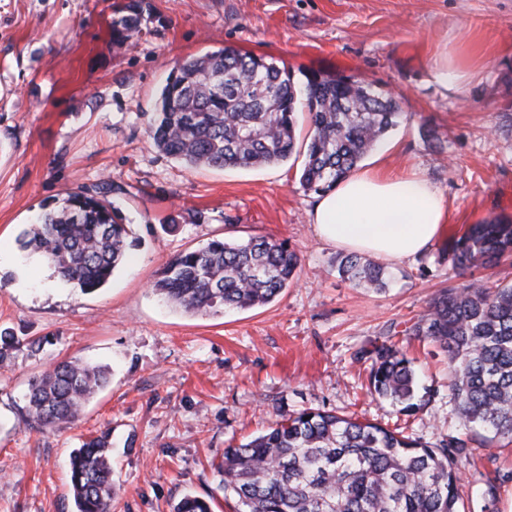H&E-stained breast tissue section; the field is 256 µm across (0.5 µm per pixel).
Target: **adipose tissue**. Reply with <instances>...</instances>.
<instances>
[{"label": "adipose tissue", "instance_id": "obj_1", "mask_svg": "<svg viewBox=\"0 0 512 512\" xmlns=\"http://www.w3.org/2000/svg\"><path fill=\"white\" fill-rule=\"evenodd\" d=\"M446 220L442 195L422 174L378 166L351 173L319 195L311 214L324 242L392 263L423 255Z\"/></svg>", "mask_w": 512, "mask_h": 512}]
</instances>
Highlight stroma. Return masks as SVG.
I'll return each mask as SVG.
<instances>
[{
    "label": "stroma",
    "instance_id": "obj_1",
    "mask_svg": "<svg viewBox=\"0 0 512 512\" xmlns=\"http://www.w3.org/2000/svg\"><path fill=\"white\" fill-rule=\"evenodd\" d=\"M124 2L0 0V332L17 338L0 363V512H75L69 456L96 436L112 443V512H172L187 494L232 512L215 456L279 415L319 408L431 444L464 434L447 351L408 333L463 282L442 243L386 266L385 291L356 287L310 221L304 148L278 165L190 169L147 124L176 64L225 46L274 58L299 85L311 71L351 76L401 112L362 167L424 175L449 210L445 234L512 219V0H149L141 35L119 47ZM458 42L465 84H431L432 58ZM105 185L137 244L85 293L44 276L23 241L43 203ZM251 234L300 257L272 302L199 315L152 290L175 254ZM387 339L431 395L409 417L370 392L359 358ZM70 357L108 366L109 382L73 422L39 428L29 385ZM456 470L465 512H481L490 477L495 512H512V445L474 447Z\"/></svg>",
    "mask_w": 512,
    "mask_h": 512
}]
</instances>
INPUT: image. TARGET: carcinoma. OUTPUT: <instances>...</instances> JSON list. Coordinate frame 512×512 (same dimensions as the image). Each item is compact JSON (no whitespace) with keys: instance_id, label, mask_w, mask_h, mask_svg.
Wrapping results in <instances>:
<instances>
[{"instance_id":"carcinoma-1","label":"carcinoma","mask_w":512,"mask_h":512,"mask_svg":"<svg viewBox=\"0 0 512 512\" xmlns=\"http://www.w3.org/2000/svg\"><path fill=\"white\" fill-rule=\"evenodd\" d=\"M144 0H128L112 19L122 46L142 32ZM311 115L302 185L316 192L336 185L397 125L395 100L369 86L313 71L298 97L290 72L272 59L223 47L176 65L161 90L147 133L164 154L191 168H253L288 160L296 145L299 100ZM23 242L84 292L111 280L124 263L131 230L112 201L79 190L45 203ZM448 267L463 274L512 257V220L471 224L442 249ZM355 286H387L384 268L370 255L336 260ZM297 253L284 241L251 235L238 242L213 239L173 256L155 290L187 312L216 314L274 300L296 276ZM448 349V387L473 436L482 432L512 443V285L489 279L448 288L410 328ZM371 361L369 386L411 415L418 374L394 344L361 352ZM107 382V370L88 360L57 363L31 386L28 411L43 426L73 421ZM471 454L456 436L432 446L379 424L306 408L286 414L246 443L224 449L217 469L234 512H461L454 464ZM76 512H112V444L83 441L70 457ZM173 512H212L187 495Z\"/></svg>"}]
</instances>
